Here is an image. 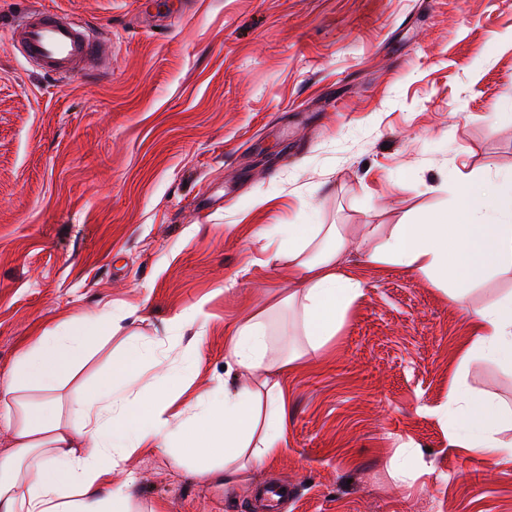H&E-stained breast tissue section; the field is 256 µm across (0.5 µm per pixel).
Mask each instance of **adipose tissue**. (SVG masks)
<instances>
[{"mask_svg":"<svg viewBox=\"0 0 512 512\" xmlns=\"http://www.w3.org/2000/svg\"><path fill=\"white\" fill-rule=\"evenodd\" d=\"M367 239L370 265L421 273L448 293L467 320L458 376L437 409L449 421L450 445L491 468L512 462V439L502 435V405L458 381L484 362L512 371V290L482 307L471 303L485 279L512 271V175L498 176L492 184H464L453 217L396 224L385 235L374 226ZM273 240L281 272L294 284L279 304L297 308L301 346L274 361V334L264 306L228 329L227 376L198 398L208 413L204 436L190 433L187 420L169 412L163 395L146 396L139 388L140 367L155 357L161 340L128 336L123 355L112 362L111 377L62 408L56 391L75 379L94 341L111 340L121 330L122 318L106 311L54 324L32 337L9 381L0 385V429L10 440L0 453V512H129V483L116 475L138 448L175 445L178 465L189 451L223 457L228 486L242 472L280 455L287 402L273 368L326 353L362 284L341 272L349 245L343 225L280 224Z\"/></svg>","mask_w":512,"mask_h":512,"instance_id":"obj_1","label":"adipose tissue"}]
</instances>
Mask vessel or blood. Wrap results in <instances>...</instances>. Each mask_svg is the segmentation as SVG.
Returning <instances> with one entry per match:
<instances>
[{"instance_id": "vessel-or-blood-1", "label": "vessel or blood", "mask_w": 512, "mask_h": 512, "mask_svg": "<svg viewBox=\"0 0 512 512\" xmlns=\"http://www.w3.org/2000/svg\"><path fill=\"white\" fill-rule=\"evenodd\" d=\"M4 24L16 37L18 54L45 74L79 80L105 69L106 56L97 39L74 17L36 9Z\"/></svg>"}]
</instances>
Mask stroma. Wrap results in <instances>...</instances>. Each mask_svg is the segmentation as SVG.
I'll return each instance as SVG.
<instances>
[{
  "instance_id": "35a3bbf8",
  "label": "stroma",
  "mask_w": 512,
  "mask_h": 512,
  "mask_svg": "<svg viewBox=\"0 0 512 512\" xmlns=\"http://www.w3.org/2000/svg\"><path fill=\"white\" fill-rule=\"evenodd\" d=\"M0 0L77 17L112 58L92 83L59 81L0 29V382L23 342L62 320L140 307L129 330L164 339L141 369L191 355L175 408L224 380V331L256 293H287L279 224H417L453 212L462 182L512 170V0ZM321 359L276 377L287 451L228 486L165 449L126 462L133 512H512V464L448 445L433 409L468 332L422 274L373 267ZM203 305L205 328L172 318ZM94 347L63 399L91 394L123 351ZM417 448L416 481L389 459Z\"/></svg>"
}]
</instances>
